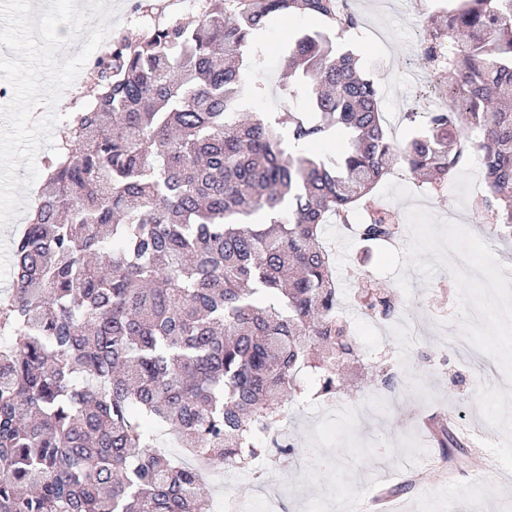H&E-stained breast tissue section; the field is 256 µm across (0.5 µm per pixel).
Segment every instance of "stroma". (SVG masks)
Wrapping results in <instances>:
<instances>
[{
	"label": "stroma",
	"instance_id": "35a3bbf8",
	"mask_svg": "<svg viewBox=\"0 0 512 512\" xmlns=\"http://www.w3.org/2000/svg\"><path fill=\"white\" fill-rule=\"evenodd\" d=\"M348 4L363 29L379 32L354 43L379 87L390 135L404 141L413 114L448 89L447 72L428 68L421 54L435 0ZM311 24L292 16L265 30L245 73L262 87L248 104L251 113L308 110L307 95L282 91L278 57L292 34ZM485 194L471 159L437 193L398 164L377 189L378 201L399 217L397 238L367 246L339 224L325 225L323 237L335 245L340 317L365 363L391 360L404 385L387 396L361 380L337 409L311 395L290 403L285 425L297 453L260 460L251 471L221 466L207 485L212 503L274 497L280 512H338L343 502L390 488L396 512H512V479L486 488L477 482L492 459L512 476V277L492 290L481 284L483 275L512 264V240L496 237ZM365 276L396 293L401 313L417 319V335L364 314L353 295ZM436 417L463 436L462 459L445 462L430 446L423 423Z\"/></svg>",
	"mask_w": 512,
	"mask_h": 512
}]
</instances>
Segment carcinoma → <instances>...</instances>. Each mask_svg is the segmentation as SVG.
I'll use <instances>...</instances> for the list:
<instances>
[{
	"label": "carcinoma",
	"mask_w": 512,
	"mask_h": 512,
	"mask_svg": "<svg viewBox=\"0 0 512 512\" xmlns=\"http://www.w3.org/2000/svg\"><path fill=\"white\" fill-rule=\"evenodd\" d=\"M285 14L359 25L341 0H208L199 19L157 20L94 61L97 95L69 113L11 240L0 512H209L195 469L156 449L157 428L211 467L294 452L278 439L299 374L332 400L362 357L322 228L363 207L356 235L395 238L376 200L393 157L441 187L477 152L487 211L512 239V0H459L426 27L423 58L453 75L463 107L424 113L402 145L358 55L315 28L281 54L282 87L304 91L310 113L246 112L251 53ZM338 129L347 150L327 160L317 145ZM364 308L388 319L396 299ZM371 379L403 383L383 364ZM435 425L443 459L464 454Z\"/></svg>",
	"instance_id": "obj_1"
}]
</instances>
